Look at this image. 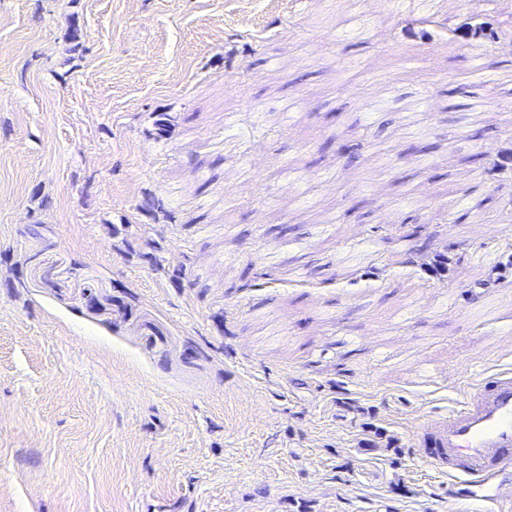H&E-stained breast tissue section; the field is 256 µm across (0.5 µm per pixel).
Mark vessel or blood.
Masks as SVG:
<instances>
[{
    "label": "vessel or blood",
    "instance_id": "1",
    "mask_svg": "<svg viewBox=\"0 0 512 512\" xmlns=\"http://www.w3.org/2000/svg\"><path fill=\"white\" fill-rule=\"evenodd\" d=\"M420 447L448 474L449 512H497L500 477L512 471V369L485 368L480 383L460 389L447 417Z\"/></svg>",
    "mask_w": 512,
    "mask_h": 512
}]
</instances>
